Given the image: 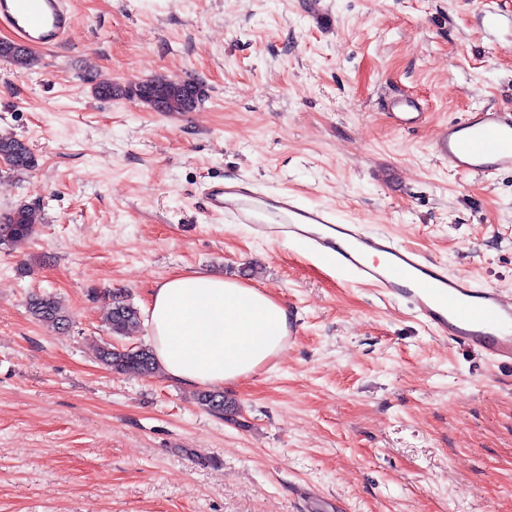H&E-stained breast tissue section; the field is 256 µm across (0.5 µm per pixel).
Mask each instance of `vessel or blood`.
I'll return each instance as SVG.
<instances>
[{"mask_svg": "<svg viewBox=\"0 0 512 512\" xmlns=\"http://www.w3.org/2000/svg\"><path fill=\"white\" fill-rule=\"evenodd\" d=\"M0 24L20 43L46 49L62 42L72 26L67 0H0ZM389 115L400 126L418 123L419 102L390 99ZM433 150L449 166L476 176L512 171V113L476 109L442 125ZM207 209L259 237L299 241L362 284L401 299L421 322L450 342L476 349L496 363L512 365V300L492 287L397 243L390 235L345 222L325 207L306 206L292 194H270L244 181L213 182L204 190Z\"/></svg>", "mask_w": 512, "mask_h": 512, "instance_id": "1", "label": "vessel or blood"}]
</instances>
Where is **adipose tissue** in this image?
I'll use <instances>...</instances> for the list:
<instances>
[{
	"mask_svg": "<svg viewBox=\"0 0 512 512\" xmlns=\"http://www.w3.org/2000/svg\"><path fill=\"white\" fill-rule=\"evenodd\" d=\"M149 342L165 374L217 388L253 374L283 349L287 310L260 289L210 274H178L155 288Z\"/></svg>",
	"mask_w": 512,
	"mask_h": 512,
	"instance_id": "obj_1",
	"label": "adipose tissue"
}]
</instances>
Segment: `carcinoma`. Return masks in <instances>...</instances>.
Instances as JSON below:
<instances>
[{
  "mask_svg": "<svg viewBox=\"0 0 512 512\" xmlns=\"http://www.w3.org/2000/svg\"><path fill=\"white\" fill-rule=\"evenodd\" d=\"M0 59L8 60L22 68L33 61L29 49L19 45L10 50L0 48ZM202 88L193 79H173L152 83H130L124 87L103 82L95 87V94L106 99L117 96L138 97L147 105L159 98L166 112H187L198 102ZM9 158V169L17 172L29 171L35 167V158L30 148L15 137H0V155ZM38 221L36 210L27 204H18L5 217L0 218V246H12L28 240L34 233ZM109 300L104 310V326L114 336L132 338L141 328V314L138 308L120 293L103 292ZM28 312L37 322L63 328L70 317L62 301L51 294H34L28 300ZM100 361L113 372L124 375L147 377L158 369L157 359L151 346L139 344L132 348H118L107 344L100 349ZM197 403L203 409L221 416L236 413L234 401L226 398L222 391H203L197 394Z\"/></svg>",
  "mask_w": 512,
  "mask_h": 512,
  "instance_id": "cac0c4a2",
  "label": "carcinoma"
}]
</instances>
